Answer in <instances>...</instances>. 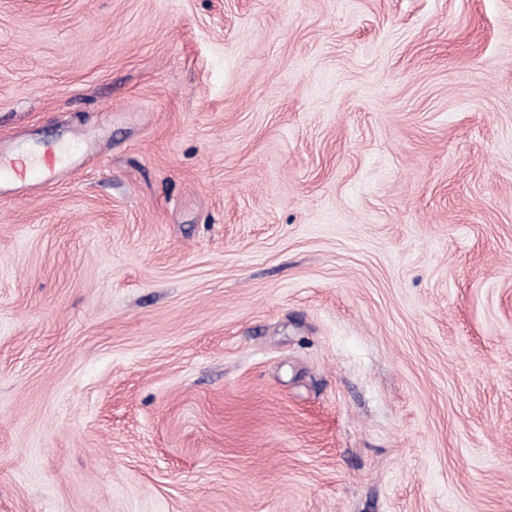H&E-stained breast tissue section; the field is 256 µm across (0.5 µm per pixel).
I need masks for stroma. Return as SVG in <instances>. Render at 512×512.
Returning <instances> with one entry per match:
<instances>
[{"label": "stroma", "mask_w": 512, "mask_h": 512, "mask_svg": "<svg viewBox=\"0 0 512 512\" xmlns=\"http://www.w3.org/2000/svg\"><path fill=\"white\" fill-rule=\"evenodd\" d=\"M0 512H512V0H0Z\"/></svg>", "instance_id": "obj_1"}]
</instances>
